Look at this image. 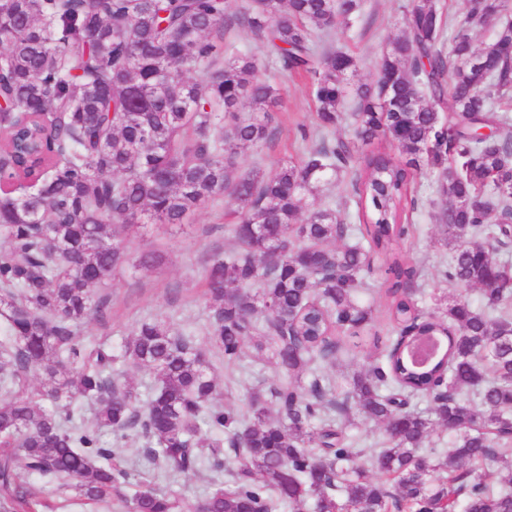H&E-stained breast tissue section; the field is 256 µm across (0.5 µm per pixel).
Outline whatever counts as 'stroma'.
<instances>
[{
	"label": "stroma",
	"instance_id": "35a3bbf8",
	"mask_svg": "<svg viewBox=\"0 0 512 512\" xmlns=\"http://www.w3.org/2000/svg\"><path fill=\"white\" fill-rule=\"evenodd\" d=\"M410 3L411 0H365L364 20L359 27L332 32L329 46L348 50L358 59L356 82L365 84L373 80L386 43L402 33L398 22ZM225 41L239 51L255 55L262 75L280 89L281 100L271 110L276 128L274 138L262 146L245 149L238 158L239 171L258 167L273 173L284 160L299 158L304 147L303 131L316 128L309 84L304 78L285 75L274 59L266 57L261 40L249 29H233L226 34ZM411 196L415 205L408 215L418 230L405 242L404 249L422 265L418 296L421 306L441 311L450 298L446 284L439 278L448 260V249L435 242L438 226L434 212L439 197L433 174L421 171ZM233 208V201L224 197L197 212L193 223L148 224L128 229L126 243L131 257L152 252L158 255L159 263L148 270L128 264L117 268L111 281L101 289L109 299L107 316L92 318L85 324L79 342L89 345L104 341L121 346L133 326L145 318L166 320L175 328L205 339L209 302L203 295L204 264L209 254L227 247L225 229ZM255 343V337L246 338L241 365L233 383L223 388L219 404L241 407L253 388L275 380L274 370L265 355L256 350ZM235 468V462H227L224 471L216 473L210 481L192 473L169 478L158 471L152 472L151 478L155 487L175 492L190 505L206 494L211 482L227 481Z\"/></svg>",
	"mask_w": 512,
	"mask_h": 512
}]
</instances>
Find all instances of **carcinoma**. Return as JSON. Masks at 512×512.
Returning a JSON list of instances; mask_svg holds the SVG:
<instances>
[{"instance_id": "cac0c4a2", "label": "carcinoma", "mask_w": 512, "mask_h": 512, "mask_svg": "<svg viewBox=\"0 0 512 512\" xmlns=\"http://www.w3.org/2000/svg\"><path fill=\"white\" fill-rule=\"evenodd\" d=\"M505 8L468 0L447 48L431 0H412L367 87L351 83L353 54L320 49L336 25L363 21L362 0H247L233 14L227 0H0V176L16 186L0 194V500L51 512L23 487L29 475L92 505L183 512L172 493H125L134 473L119 448L133 432L145 463L171 476L237 459L198 512H512ZM489 24L492 39L475 46L471 32ZM235 27L260 36L282 71L311 78L317 138L272 174L237 173L240 151L273 136L268 108L280 97L254 56L226 55L223 29ZM348 96L351 142L330 135ZM380 138L406 160L365 159L348 195L357 223L316 205L323 186L355 168L354 145ZM424 168L452 246L443 279L460 290L498 283L477 307L459 295L426 311L416 299L422 269L403 243L414 230L410 184ZM225 195L236 222L231 247L206 261L207 344L158 319L138 323L117 350L79 344L85 321L108 309L97 287L128 261L121 232L186 224ZM376 257L396 336L374 334L379 357L340 400L323 368L339 335L373 326L359 294ZM248 336L278 379L234 410L214 403L213 357L233 372ZM120 363L151 371L147 396ZM82 400L90 422L76 419ZM353 412L385 431L365 464L347 432ZM437 428L448 447L425 449Z\"/></svg>"}]
</instances>
